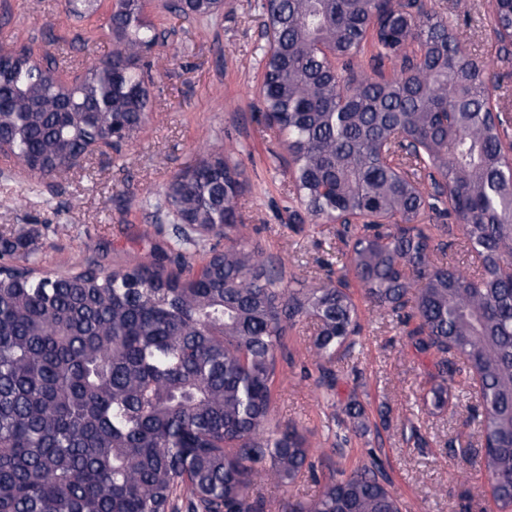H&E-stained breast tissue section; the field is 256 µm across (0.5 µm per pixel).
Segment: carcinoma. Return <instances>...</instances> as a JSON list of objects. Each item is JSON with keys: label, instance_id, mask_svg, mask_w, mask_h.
Here are the masks:
<instances>
[{"label": "carcinoma", "instance_id": "obj_1", "mask_svg": "<svg viewBox=\"0 0 512 512\" xmlns=\"http://www.w3.org/2000/svg\"><path fill=\"white\" fill-rule=\"evenodd\" d=\"M216 0H169L208 21ZM264 117L283 137L293 199L339 236L365 300L435 352L430 404L475 379L477 462L497 512H512V115L488 106L493 61L472 57L435 12L389 22L377 0H263ZM496 31L512 30L497 0ZM112 57L63 83L57 63L0 47V140L22 168L54 177L89 147L132 141L152 112L151 57L165 31L145 0H116ZM369 55L373 74L355 69ZM401 62L385 78V61ZM239 165L221 147L165 191L167 249L150 264L52 274L0 248V512H259L258 479L298 481L311 448L272 422L278 352L315 321L319 367L360 332L347 283L293 287L240 236ZM454 219L476 275L434 260ZM344 414L355 432L363 405ZM376 464L330 471L288 512H402Z\"/></svg>", "mask_w": 512, "mask_h": 512}]
</instances>
